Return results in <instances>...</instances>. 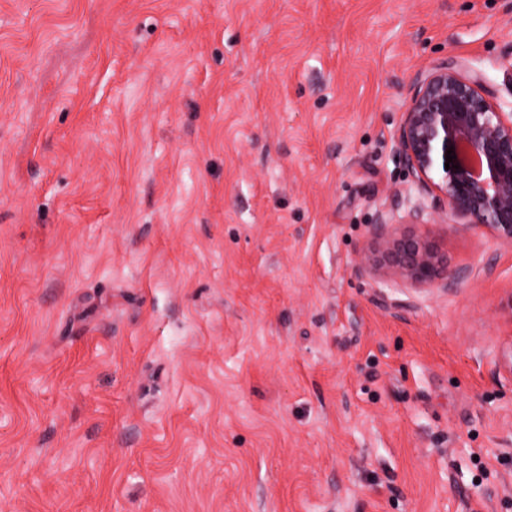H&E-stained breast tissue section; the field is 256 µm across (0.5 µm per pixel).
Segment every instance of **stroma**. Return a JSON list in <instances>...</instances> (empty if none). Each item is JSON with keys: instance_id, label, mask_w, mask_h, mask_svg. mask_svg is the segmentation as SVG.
<instances>
[{"instance_id": "1", "label": "stroma", "mask_w": 512, "mask_h": 512, "mask_svg": "<svg viewBox=\"0 0 512 512\" xmlns=\"http://www.w3.org/2000/svg\"><path fill=\"white\" fill-rule=\"evenodd\" d=\"M447 56L512 0H0V512H512V247L354 272Z\"/></svg>"}]
</instances>
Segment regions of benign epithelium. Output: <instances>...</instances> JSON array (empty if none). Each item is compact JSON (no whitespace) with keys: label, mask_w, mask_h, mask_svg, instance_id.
<instances>
[{"label":"benign epithelium","mask_w":512,"mask_h":512,"mask_svg":"<svg viewBox=\"0 0 512 512\" xmlns=\"http://www.w3.org/2000/svg\"><path fill=\"white\" fill-rule=\"evenodd\" d=\"M449 149L456 159L447 169ZM396 154L413 175L400 198L404 214L382 215L372 225L373 248L355 273L419 288L454 285L462 272L448 270V254L432 233L397 231L404 219L418 222L442 201L450 225L512 247V111L503 110L467 60L452 56L415 75Z\"/></svg>","instance_id":"obj_1"}]
</instances>
